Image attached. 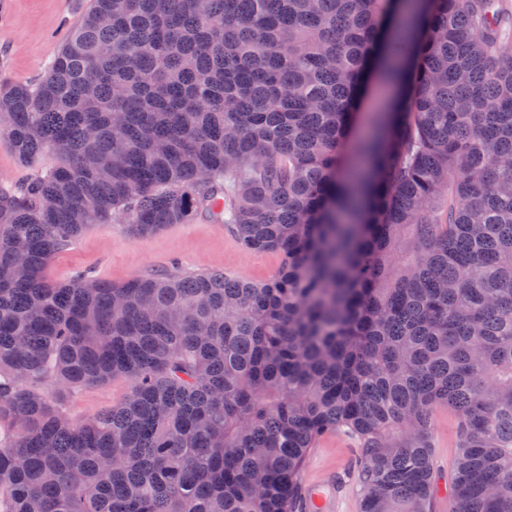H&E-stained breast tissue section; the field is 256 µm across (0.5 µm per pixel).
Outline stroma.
Returning a JSON list of instances; mask_svg holds the SVG:
<instances>
[{
	"label": "stroma",
	"instance_id": "stroma-1",
	"mask_svg": "<svg viewBox=\"0 0 512 512\" xmlns=\"http://www.w3.org/2000/svg\"><path fill=\"white\" fill-rule=\"evenodd\" d=\"M85 0H7L0 9V84L37 83L50 59L77 22ZM282 258L273 252L244 249L232 228L197 217L190 224H174L148 238L129 234L126 224H95L57 253L46 273L65 282L83 272L103 282L120 285L129 280L180 266L187 273L219 270L229 276L266 282L278 272ZM129 390L122 376L71 391L66 396L70 414L78 420L94 417L120 402ZM458 428L447 409H438L432 422L433 469L437 478L450 480L454 471ZM342 477L343 490L334 512H361L362 486L357 450L345 433L324 434L312 448L302 474L303 487L319 486Z\"/></svg>",
	"mask_w": 512,
	"mask_h": 512
}]
</instances>
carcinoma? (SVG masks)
Masks as SVG:
<instances>
[{
    "mask_svg": "<svg viewBox=\"0 0 512 512\" xmlns=\"http://www.w3.org/2000/svg\"><path fill=\"white\" fill-rule=\"evenodd\" d=\"M511 33L502 0H90L0 86L20 163L56 159L0 188V512H303L329 431L362 512H432L441 407L448 512H512ZM202 214L277 275L46 276L93 224ZM129 391V381L122 376L98 385L75 389L66 395L70 414L78 420L94 417L120 402ZM457 436L458 428L454 416L448 409H438L432 422V463L437 478L446 480L447 491L458 453ZM344 480L341 494L334 500V512H361L362 486L358 477L357 448L342 432L324 434L312 448L302 474V485L319 486L330 477Z\"/></svg>",
    "mask_w": 512,
    "mask_h": 512,
    "instance_id": "cac0c4a2",
    "label": "carcinoma"
}]
</instances>
